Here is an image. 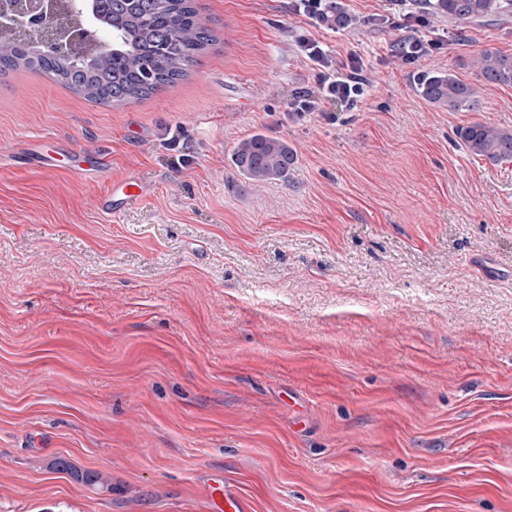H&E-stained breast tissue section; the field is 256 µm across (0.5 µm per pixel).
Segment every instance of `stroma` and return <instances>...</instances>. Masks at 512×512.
Returning a JSON list of instances; mask_svg holds the SVG:
<instances>
[{
  "instance_id": "stroma-1",
  "label": "stroma",
  "mask_w": 512,
  "mask_h": 512,
  "mask_svg": "<svg viewBox=\"0 0 512 512\" xmlns=\"http://www.w3.org/2000/svg\"><path fill=\"white\" fill-rule=\"evenodd\" d=\"M341 3L319 29L292 0H197L216 42L119 107L0 76V512H211L219 476L252 512H512V161L456 136L512 126V86L472 66L512 54V17ZM409 35L438 47L403 63ZM304 36L361 59L357 107L289 111ZM435 70L480 111L424 100ZM257 132L296 151L288 179L234 168ZM84 149L110 160L91 186ZM116 178L151 192L103 213Z\"/></svg>"
}]
</instances>
